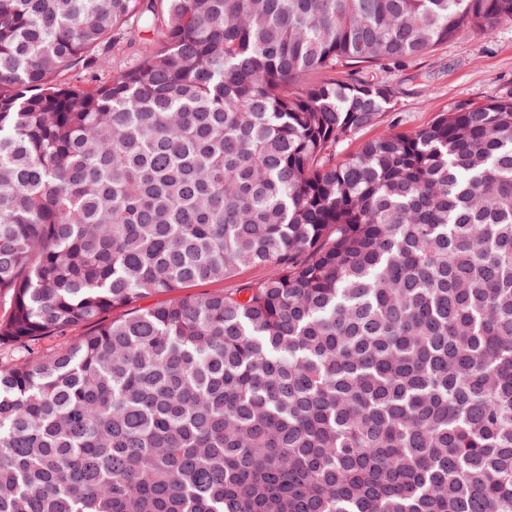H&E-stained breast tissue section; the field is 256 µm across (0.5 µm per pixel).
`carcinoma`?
<instances>
[{
	"mask_svg": "<svg viewBox=\"0 0 512 512\" xmlns=\"http://www.w3.org/2000/svg\"><path fill=\"white\" fill-rule=\"evenodd\" d=\"M139 3L0 0V512H512V97L359 77L512 0ZM137 59V55L133 52L132 49H126L121 47V49H115L112 52V55L109 57V60L103 65V67L99 70V78L101 80L109 79L110 75H113L116 71L124 69L135 62ZM270 270L262 266L244 268L224 279V281H210L194 285L191 288L184 289V293L191 295L216 294L222 291H231L244 282H258L266 279ZM95 325H83L76 329L69 330L60 336H49L43 338L33 348L39 353H47L51 350L67 347L75 344L82 336H87L95 330Z\"/></svg>",
	"mask_w": 512,
	"mask_h": 512,
	"instance_id": "cac0c4a2",
	"label": "carcinoma"
}]
</instances>
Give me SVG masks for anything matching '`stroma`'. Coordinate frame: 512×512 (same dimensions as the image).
<instances>
[{"label": "stroma", "mask_w": 512, "mask_h": 512, "mask_svg": "<svg viewBox=\"0 0 512 512\" xmlns=\"http://www.w3.org/2000/svg\"><path fill=\"white\" fill-rule=\"evenodd\" d=\"M366 79H387L400 91L391 113L402 131L421 128L440 112L512 95V22L494 35L468 33L398 67L370 68Z\"/></svg>", "instance_id": "35a3bbf8"}]
</instances>
